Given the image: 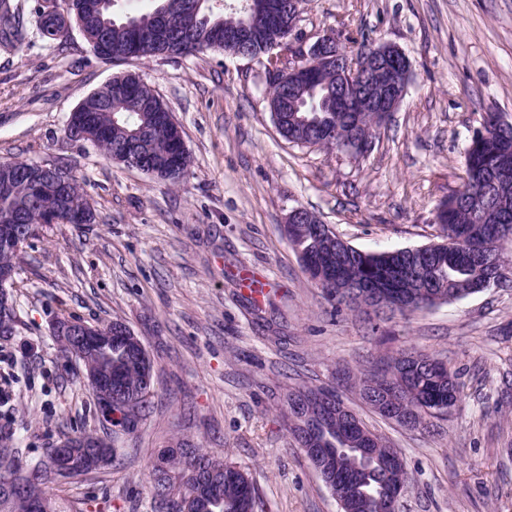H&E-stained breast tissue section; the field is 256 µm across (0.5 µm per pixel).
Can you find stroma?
I'll return each mask as SVG.
<instances>
[{
    "label": "stroma",
    "instance_id": "obj_1",
    "mask_svg": "<svg viewBox=\"0 0 512 512\" xmlns=\"http://www.w3.org/2000/svg\"><path fill=\"white\" fill-rule=\"evenodd\" d=\"M332 31L396 45L411 65L400 108L362 157L282 138L248 58L106 61L76 31L60 47H0V161L72 169L99 216L44 227L21 254L14 333L0 339L11 396L0 431L29 463L100 427L80 366L58 362L53 318L123 320L154 361L152 413L115 439L119 465L50 485L57 512H155L153 461L179 443L246 472L257 512H338L282 416L291 389L327 384L402 455L400 512H512V288L405 316L338 311L282 230L302 205L363 251L435 242L436 209L463 184L483 114L512 120V0H302L298 44ZM122 72L181 124L192 163L180 185L66 138L70 113ZM403 350L448 362L463 386L427 431L381 417L354 385Z\"/></svg>",
    "mask_w": 512,
    "mask_h": 512
}]
</instances>
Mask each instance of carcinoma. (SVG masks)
<instances>
[{"label":"carcinoma","mask_w":512,"mask_h":512,"mask_svg":"<svg viewBox=\"0 0 512 512\" xmlns=\"http://www.w3.org/2000/svg\"><path fill=\"white\" fill-rule=\"evenodd\" d=\"M119 0H71V25L84 32L85 41L101 42L106 47L104 60L127 58L149 59L158 56H196L207 51L238 54L234 43L224 39V31L244 18L252 36V57L268 60L274 45L289 42L295 28V15L288 10V0H232L235 8L224 7L223 0H149L150 7L135 14L122 15L115 6ZM22 7L13 0H0V41L22 46L36 36L47 42H64L62 33L46 14L40 2L30 9V20L23 22ZM336 90V74L310 70L297 84L274 89L270 111L279 112L286 120L279 128L290 142L304 141L328 149H339L358 132L370 134L377 126L375 113L368 105L358 112L360 124L353 115L338 112L328 97ZM168 109L148 83L134 79L123 92H108L101 87L88 94L65 128L72 141L92 143L106 159L122 156L146 163L171 159L175 167L158 177L165 184H179L191 164L185 146H179L170 135ZM498 145L488 142L478 153L467 152L468 185H483L490 196L469 197L456 208L448 209V222L439 225L440 237L464 245L461 250H446L425 260L423 268L433 269L447 282L446 301L460 298L477 286L493 288L502 281L512 282V258L503 245L512 243V180L492 183ZM66 210L58 215V223L72 224L80 215L94 224L97 214L82 190L79 178L70 175ZM50 204L42 190L23 181L12 189L0 191V220L14 213L24 214L29 237H38L42 225L38 218ZM288 242L304 254L305 271L316 279V268L330 272L327 280L317 283L324 299L336 307L346 306L366 315L399 313L405 315L433 306L415 299L418 286L408 276L396 277L402 267L398 250L367 252L354 250V255L336 263V241L329 236L317 237L312 224H291ZM378 284L385 289L381 308L370 301L360 302V291ZM428 355L402 351L384 367L402 373L403 382L391 388L382 386L375 369L361 373L357 379L359 395L368 401L371 392H393L396 400L394 422L412 428L426 427L434 419L425 407L448 398V388L460 391L458 374H437L425 363ZM96 364L112 371L124 387L126 398L123 420L133 423L128 434L137 432L140 423L151 413L152 401L145 393L153 381V363L147 350L138 356L122 339L100 348ZM330 395L336 404L343 401L336 391L324 386H305L288 396V432L298 446L325 448L327 453L316 459L323 471L336 476L330 491L339 512H386L387 501L400 486H406V470L386 472V460L397 454L383 438L371 431L352 411L313 417L309 403ZM65 441L90 447L106 443V439L85 430L77 431ZM18 452L12 434L0 435V480L15 476ZM170 469L179 475L175 484L153 485V499L159 509L174 498L184 504L180 512H255L256 489L252 480L231 463L216 459L194 448H173L168 458ZM14 512H54L47 486L39 477L29 481L25 497Z\"/></svg>","instance_id":"carcinoma-1"}]
</instances>
